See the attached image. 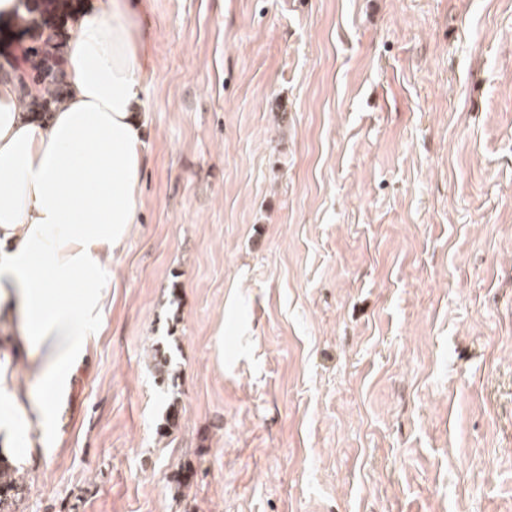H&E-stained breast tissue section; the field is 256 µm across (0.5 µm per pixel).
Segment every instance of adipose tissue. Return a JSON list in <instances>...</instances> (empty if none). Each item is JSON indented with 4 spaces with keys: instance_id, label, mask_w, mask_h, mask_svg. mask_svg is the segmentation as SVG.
<instances>
[{
    "instance_id": "obj_1",
    "label": "adipose tissue",
    "mask_w": 512,
    "mask_h": 512,
    "mask_svg": "<svg viewBox=\"0 0 512 512\" xmlns=\"http://www.w3.org/2000/svg\"><path fill=\"white\" fill-rule=\"evenodd\" d=\"M147 0H84L64 44L67 94L46 120L0 78V448L25 455L57 429L99 329L112 283L102 274L141 210L149 77ZM25 358L42 384L15 379Z\"/></svg>"
}]
</instances>
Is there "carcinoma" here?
I'll return each mask as SVG.
<instances>
[{
	"instance_id": "1",
	"label": "carcinoma",
	"mask_w": 512,
	"mask_h": 512,
	"mask_svg": "<svg viewBox=\"0 0 512 512\" xmlns=\"http://www.w3.org/2000/svg\"><path fill=\"white\" fill-rule=\"evenodd\" d=\"M23 12L17 27L31 33L29 67L19 76L18 106L24 112L47 113L59 104L66 91L61 61L62 32L66 0H19ZM25 478L0 456V512H11L12 500Z\"/></svg>"
}]
</instances>
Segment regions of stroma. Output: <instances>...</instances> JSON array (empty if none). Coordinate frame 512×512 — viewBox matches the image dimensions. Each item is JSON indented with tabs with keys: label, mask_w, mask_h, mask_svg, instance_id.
<instances>
[{
	"label": "stroma",
	"mask_w": 512,
	"mask_h": 512,
	"mask_svg": "<svg viewBox=\"0 0 512 512\" xmlns=\"http://www.w3.org/2000/svg\"><path fill=\"white\" fill-rule=\"evenodd\" d=\"M151 2L140 221L13 512H512V0Z\"/></svg>",
	"instance_id": "obj_1"
}]
</instances>
